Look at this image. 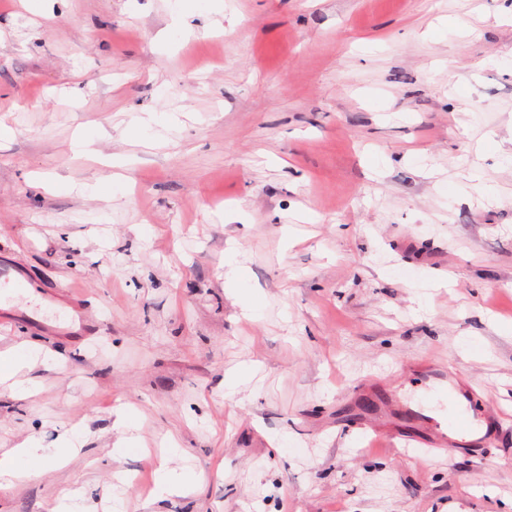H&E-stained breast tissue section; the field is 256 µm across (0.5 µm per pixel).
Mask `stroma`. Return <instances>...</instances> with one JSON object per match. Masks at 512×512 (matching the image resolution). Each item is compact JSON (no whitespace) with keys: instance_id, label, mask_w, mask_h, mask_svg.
<instances>
[{"instance_id":"35a3bbf8","label":"stroma","mask_w":512,"mask_h":512,"mask_svg":"<svg viewBox=\"0 0 512 512\" xmlns=\"http://www.w3.org/2000/svg\"><path fill=\"white\" fill-rule=\"evenodd\" d=\"M1 267L0 512H512V0H0ZM482 420L486 425L497 428L499 417L489 414L485 401L475 392L469 396L464 411H448L446 422L449 430L460 437H466L472 432L474 425ZM55 448H43L35 438L0 452V483H13L40 475L48 465L63 462ZM184 489V484L176 482L170 476L169 471L162 467L158 470L155 480L154 497L156 501L165 500L168 497L179 495Z\"/></svg>"}]
</instances>
